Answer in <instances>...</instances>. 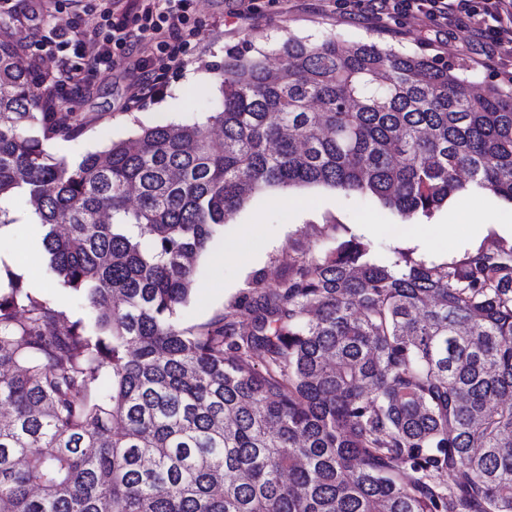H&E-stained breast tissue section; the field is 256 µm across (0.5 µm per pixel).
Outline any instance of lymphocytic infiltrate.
<instances>
[{
    "label": "lymphocytic infiltrate",
    "mask_w": 512,
    "mask_h": 512,
    "mask_svg": "<svg viewBox=\"0 0 512 512\" xmlns=\"http://www.w3.org/2000/svg\"><path fill=\"white\" fill-rule=\"evenodd\" d=\"M100 21L79 36L66 28L51 30L46 45L55 58L59 73L55 84L58 100L70 91L90 86L94 73L116 66L131 46L133 34L152 41L153 54L140 57L135 66L140 72L130 83L131 98L153 94L160 79L180 69L187 47L197 36L190 23L192 0H97ZM379 14L396 23L403 18H424L444 25L460 14L478 17L489 49L512 51V0H370ZM136 16L137 32L127 29L129 16Z\"/></svg>",
    "instance_id": "f902f5d3"
}]
</instances>
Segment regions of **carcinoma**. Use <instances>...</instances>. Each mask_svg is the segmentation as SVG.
Segmentation results:
<instances>
[{
    "instance_id": "1",
    "label": "carcinoma",
    "mask_w": 512,
    "mask_h": 512,
    "mask_svg": "<svg viewBox=\"0 0 512 512\" xmlns=\"http://www.w3.org/2000/svg\"><path fill=\"white\" fill-rule=\"evenodd\" d=\"M0 39V226L22 198L94 326L0 287V512H512V244L384 263L350 239L264 292L249 329H184L196 262L252 195L322 185L405 219L512 203V86L374 42L224 56L204 124L84 131ZM260 359L264 369L253 363Z\"/></svg>"
}]
</instances>
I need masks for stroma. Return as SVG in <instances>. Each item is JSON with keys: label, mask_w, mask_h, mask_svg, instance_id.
Returning a JSON list of instances; mask_svg holds the SVG:
<instances>
[{"label": "stroma", "mask_w": 512, "mask_h": 512, "mask_svg": "<svg viewBox=\"0 0 512 512\" xmlns=\"http://www.w3.org/2000/svg\"><path fill=\"white\" fill-rule=\"evenodd\" d=\"M77 19L81 26L94 23L95 14L85 9L55 12L44 0H11L10 9L0 12V32L21 39L25 57H32V43L55 24ZM194 18L199 33L185 55L184 66L169 73L158 94L129 100L128 84L135 78L136 56L149 50L141 41L132 54L122 58L115 70L98 74L90 91L77 93L63 102L62 109L84 118V134L73 141L53 138L45 141L47 152L74 164L90 152L106 149L112 141L127 137L137 126L158 123L182 124L205 121L206 100L220 99L224 56L236 50L245 56L270 53L287 35L319 42L336 35L348 41H372L384 48L418 53L446 65L477 86L503 84V74L512 71V55L483 65L484 46L477 19L460 17L447 34L435 37L425 22L408 19L399 25H385L372 12L345 14L333 0H257L256 11H234L230 0H196ZM491 204L504 218L503 224L487 225L480 236L468 233L477 223L476 214L456 216L459 199L451 197L431 218L444 224L456 218L454 237L424 249L393 231L400 216L374 198L344 193L325 187L277 189L253 196L224 226L197 264V285L180 314L181 327L194 329L225 318L245 330L251 325L248 305L262 291L278 287L301 254L321 255L341 240L363 238L373 257L384 261L395 252L413 258L443 263L460 259L465 253L494 242L512 243V204L491 197ZM16 219L7 235L0 237V255L10 257V271L22 276L26 288L42 296L70 319L89 320L90 314L75 294L58 288L48 270L43 251L27 252L31 237L29 214L23 199H15ZM382 224L376 235L361 237L358 227L366 222ZM258 231L260 248L247 241Z\"/></svg>", "instance_id": "35a3bbf8"}]
</instances>
